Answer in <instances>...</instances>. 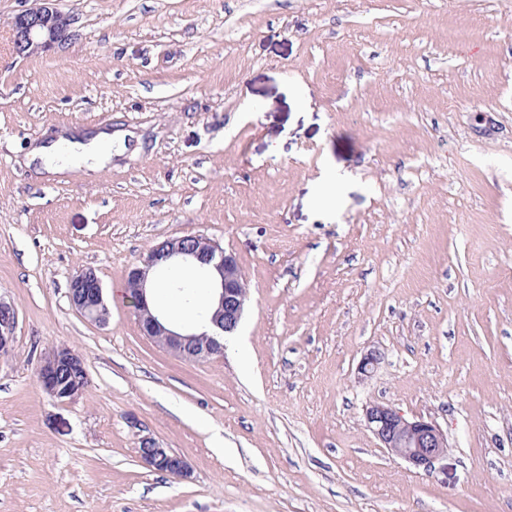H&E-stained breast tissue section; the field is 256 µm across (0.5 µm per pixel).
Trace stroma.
<instances>
[{
	"mask_svg": "<svg viewBox=\"0 0 512 512\" xmlns=\"http://www.w3.org/2000/svg\"><path fill=\"white\" fill-rule=\"evenodd\" d=\"M33 4L0 0V512H512V0H58L73 39L23 58ZM109 127L141 144L95 174L25 163ZM184 235L246 280L220 358L141 335L122 290ZM85 267L108 325L69 304ZM60 345L88 373L67 402L36 376ZM373 402L447 457L388 454ZM17 321L18 312L14 302L0 295V359L14 351ZM363 411L365 426L381 447L409 466L428 471L448 454L447 437L434 422L408 419L383 403H372ZM140 463L150 471L161 472L176 478L189 476V464L184 457L169 448H161L149 437L141 438L137 448Z\"/></svg>",
	"mask_w": 512,
	"mask_h": 512,
	"instance_id": "35a3bbf8",
	"label": "stroma"
}]
</instances>
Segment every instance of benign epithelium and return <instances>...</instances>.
Returning <instances> with one entry per match:
<instances>
[{
	"label": "benign epithelium",
	"instance_id": "1",
	"mask_svg": "<svg viewBox=\"0 0 512 512\" xmlns=\"http://www.w3.org/2000/svg\"><path fill=\"white\" fill-rule=\"evenodd\" d=\"M53 2L35 0L34 6L16 15L13 44L17 55L58 50L75 36L74 16L60 11ZM174 264H185L211 282L209 311L200 324L177 325L150 301V286L157 274ZM125 294L133 303L142 335L178 357L209 360L224 355L225 338L237 331L247 300V287L233 254L209 238L185 235L158 242L139 263L130 267L125 277ZM67 297L72 308L90 321L98 325L108 322L109 308L95 269L84 268L74 275ZM17 321L14 302L0 295V359L14 351ZM381 358L379 351H368L357 366L358 375L371 374ZM81 370H86L83 357L71 347L61 345L40 357L37 378L49 396L70 401L83 388L74 384L65 386L62 379L68 372ZM364 422L381 447L415 469L427 471L448 454L447 437L432 421L408 419L387 404L372 403L364 409ZM137 457L151 471L180 479L189 476V464L184 457L159 447L149 437L141 438Z\"/></svg>",
	"mask_w": 512,
	"mask_h": 512
}]
</instances>
